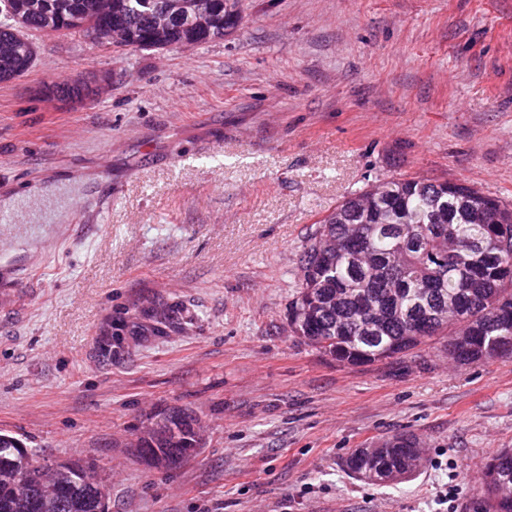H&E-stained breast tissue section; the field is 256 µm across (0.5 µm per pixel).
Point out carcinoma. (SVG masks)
I'll return each mask as SVG.
<instances>
[{"label": "carcinoma", "instance_id": "carcinoma-1", "mask_svg": "<svg viewBox=\"0 0 512 512\" xmlns=\"http://www.w3.org/2000/svg\"><path fill=\"white\" fill-rule=\"evenodd\" d=\"M205 24L174 0H0V83L31 67L35 47L24 29L77 30L112 37L126 14L125 46L163 50L224 38L237 17L209 0ZM47 92L65 99L90 93L86 80ZM304 277L288 304L293 335L339 363L394 358L472 325L450 352L470 364L512 352V207L464 183L396 178L345 197L319 222L299 258ZM192 414L173 410L140 437V451L165 465L194 451ZM415 443L401 434L346 461L357 478L399 484L416 473ZM82 466H36L21 440L0 431V512H98ZM474 512H512V448L486 464Z\"/></svg>", "mask_w": 512, "mask_h": 512}]
</instances>
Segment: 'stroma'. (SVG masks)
I'll return each mask as SVG.
<instances>
[{
  "instance_id": "1",
  "label": "stroma",
  "mask_w": 512,
  "mask_h": 512,
  "mask_svg": "<svg viewBox=\"0 0 512 512\" xmlns=\"http://www.w3.org/2000/svg\"><path fill=\"white\" fill-rule=\"evenodd\" d=\"M237 5L190 49L29 31L31 69L0 83V429L89 467L110 512H472L512 448V353L462 364L441 335L344 365L288 302L319 221L367 185L512 206V0ZM91 76L82 101L47 92ZM174 409L201 445L151 465L132 442ZM405 433L415 479L349 473Z\"/></svg>"
}]
</instances>
